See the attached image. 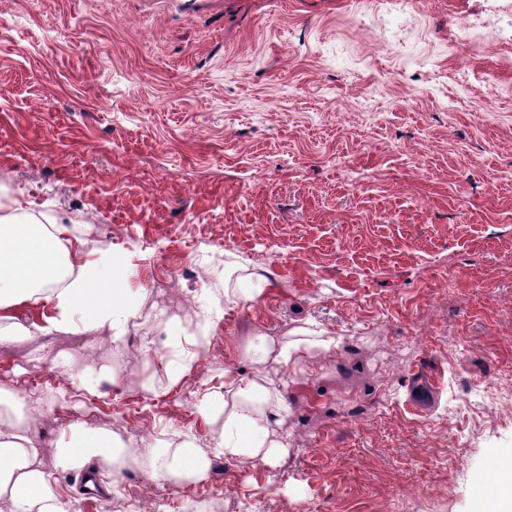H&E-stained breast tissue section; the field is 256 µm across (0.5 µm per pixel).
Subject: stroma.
<instances>
[{"label": "stroma", "mask_w": 512, "mask_h": 512, "mask_svg": "<svg viewBox=\"0 0 512 512\" xmlns=\"http://www.w3.org/2000/svg\"><path fill=\"white\" fill-rule=\"evenodd\" d=\"M17 202L111 251L138 307L118 347L0 345V385L53 407L32 433L71 512H488L512 465V0H0ZM319 331L339 343L288 369L286 452L226 461L199 401L252 374L249 346ZM85 369L94 392L66 398ZM76 423L122 437L124 464H89L111 500L56 466ZM164 433L210 455L207 481L147 477ZM211 329V317L205 314L197 324L193 336L185 340L186 346L176 339L177 349L167 358L164 372L168 386L177 385L187 372L192 370L199 358V348L207 340Z\"/></svg>", "instance_id": "35a3bbf8"}]
</instances>
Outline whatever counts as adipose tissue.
<instances>
[{
	"label": "adipose tissue",
	"instance_id": "ef3b65f1",
	"mask_svg": "<svg viewBox=\"0 0 512 512\" xmlns=\"http://www.w3.org/2000/svg\"><path fill=\"white\" fill-rule=\"evenodd\" d=\"M42 300L52 305L40 327L44 333L104 328L118 344L137 316L126 303L124 289L112 281L111 259L79 258L65 225L41 223L19 208L1 212L0 344L29 336V327L13 311ZM210 329V316H203L195 334L167 358L168 385H177L194 368ZM334 343L331 337L298 338L275 348L260 345L250 357L258 367L272 362L285 370ZM286 387L282 378L241 377L231 371L224 377L223 393L200 401L197 410L212 426L215 448L225 460L266 465L277 460L285 449L277 428L288 409ZM20 405L17 392L0 388V505L7 512H70L41 464V450L18 413ZM122 452V442L112 431L75 424L58 444L57 462L62 469L79 471L97 457L118 464ZM210 470L209 455L185 439L163 442L161 451L150 456L147 474L153 481L196 484L206 481Z\"/></svg>",
	"mask_w": 512,
	"mask_h": 512
}]
</instances>
